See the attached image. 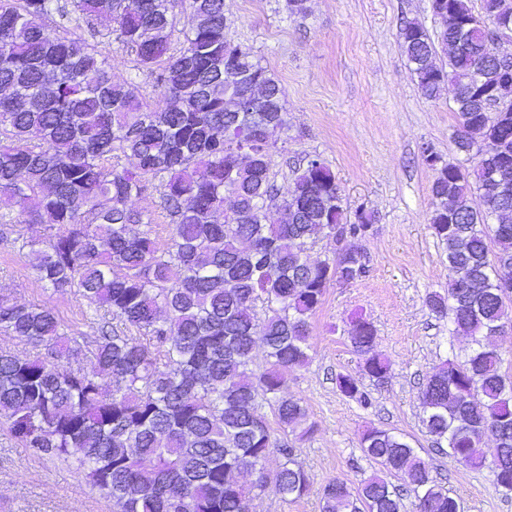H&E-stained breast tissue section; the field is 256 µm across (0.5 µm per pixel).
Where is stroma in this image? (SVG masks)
I'll list each match as a JSON object with an SVG mask.
<instances>
[{"label": "stroma", "instance_id": "stroma-1", "mask_svg": "<svg viewBox=\"0 0 512 512\" xmlns=\"http://www.w3.org/2000/svg\"><path fill=\"white\" fill-rule=\"evenodd\" d=\"M305 16H288L283 0H224L231 43L250 49L285 96V148L270 179L279 196L299 164L323 159L349 210L372 223L352 243L366 275L330 285L311 319L309 365L285 371L284 397L300 400L312 434L297 459L322 483L344 479L357 490L375 465L361 449L369 427L405 434L465 512H512V497L496 492L490 467L472 470L434 450L420 423V386L463 341L426 304L453 273L445 246L428 223L433 171L421 153L430 145L444 162L457 161L452 86L428 99L417 89L400 46L402 21L435 31L431 0H309ZM48 303L65 332L95 337L110 320L76 291L60 293L37 280L27 250L0 242V297ZM363 315L376 328L377 352L390 365L384 381L369 378L348 341V322ZM357 379L369 405L343 395L338 375ZM0 512H112V503L67 459L39 456L0 427Z\"/></svg>", "mask_w": 512, "mask_h": 512}]
</instances>
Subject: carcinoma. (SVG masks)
Returning <instances> with one entry per match:
<instances>
[{
    "label": "carcinoma",
    "instance_id": "carcinoma-1",
    "mask_svg": "<svg viewBox=\"0 0 512 512\" xmlns=\"http://www.w3.org/2000/svg\"><path fill=\"white\" fill-rule=\"evenodd\" d=\"M192 25L177 29L175 0H0V240L15 224L48 218L49 233L24 242L36 278L57 292L78 289L117 325L92 343L69 336L53 308L0 297V335L45 353L0 350V422L25 448L71 459L112 499L114 512H254L273 482L285 501L313 484L297 449L275 428L310 435L306 410L280 396L282 370L309 363L310 318L337 279L365 273L345 243L371 216L348 221L329 166L314 158L296 169L275 221L270 181L276 144L252 138L255 118L287 112L282 89L250 50L225 36L224 0H185ZM448 20L434 34L404 21L399 37L418 91L433 99L454 86L453 142L462 159L436 164L429 218L445 245L453 278L427 305L448 318L464 356L447 359L420 391L422 425L433 446L471 469L484 467L482 441L497 442L495 487L512 493V376L496 339L512 327V111L489 106L512 95L499 86L495 36L512 27V0H431ZM104 16L117 28H99ZM87 30L88 37L78 34ZM453 47L448 66L435 43ZM133 53L154 77L165 106L153 107L132 80L117 82L104 47ZM259 78V112H231L224 62ZM169 220L167 249L140 226L151 216L131 205L152 181ZM485 193V209L469 194ZM334 237L319 263L307 246ZM263 317H258V313ZM376 329L358 318L348 332L365 372L382 381L388 360L374 351ZM266 367L253 368L256 344ZM88 358L92 369L64 363ZM339 391L369 403L358 381ZM272 407L276 426L259 414ZM362 451L379 470L351 493L340 478L321 487V512H457L430 464L402 436L367 428ZM283 463L264 473L269 454Z\"/></svg>",
    "mask_w": 512,
    "mask_h": 512
}]
</instances>
